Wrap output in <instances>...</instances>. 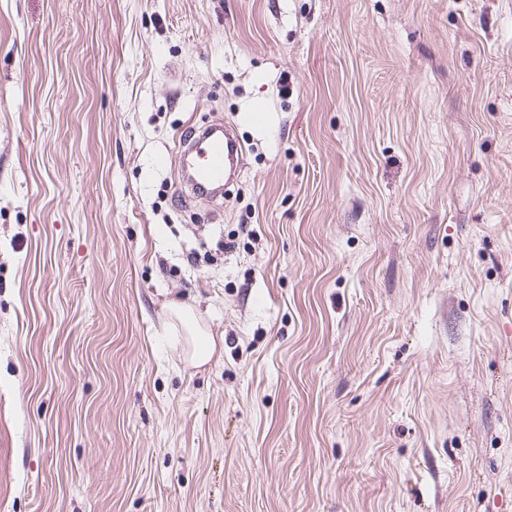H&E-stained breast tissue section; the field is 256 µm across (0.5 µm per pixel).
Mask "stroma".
<instances>
[{
  "label": "stroma",
  "instance_id": "stroma-1",
  "mask_svg": "<svg viewBox=\"0 0 512 512\" xmlns=\"http://www.w3.org/2000/svg\"><path fill=\"white\" fill-rule=\"evenodd\" d=\"M0 512H512V0H0ZM184 152L182 158L193 155L192 164L196 175L190 177L186 173L191 187L200 193H213L222 190L224 181L234 172L237 161L242 155V147L234 134L222 127H211L203 130L186 132L180 139ZM222 185L213 191H205L211 186ZM203 189V190H202Z\"/></svg>",
  "mask_w": 512,
  "mask_h": 512
}]
</instances>
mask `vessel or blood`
<instances>
[{"instance_id": "obj_1", "label": "vessel or blood", "mask_w": 512, "mask_h": 512, "mask_svg": "<svg viewBox=\"0 0 512 512\" xmlns=\"http://www.w3.org/2000/svg\"><path fill=\"white\" fill-rule=\"evenodd\" d=\"M181 145L185 155L195 160V175L189 183L197 191L224 183L234 172L242 154L241 144L234 134L216 126L186 132Z\"/></svg>"}]
</instances>
